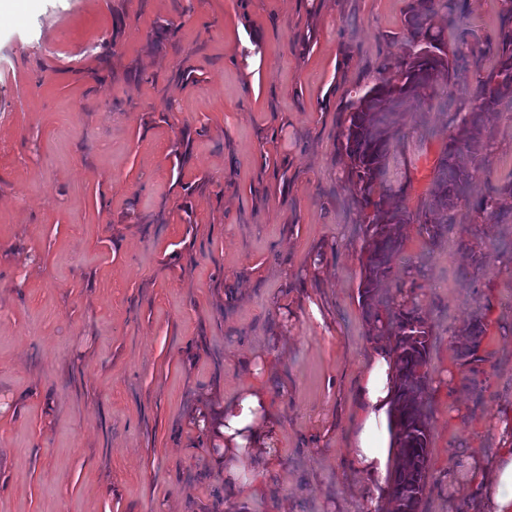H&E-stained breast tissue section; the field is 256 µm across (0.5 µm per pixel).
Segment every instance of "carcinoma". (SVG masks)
<instances>
[{
  "label": "carcinoma",
  "instance_id": "carcinoma-1",
  "mask_svg": "<svg viewBox=\"0 0 512 512\" xmlns=\"http://www.w3.org/2000/svg\"><path fill=\"white\" fill-rule=\"evenodd\" d=\"M439 2L416 0L407 16L410 40L398 65L397 80L380 81L367 89L355 90V96L343 108L348 113L342 148L350 160L349 180L362 207L377 208L365 229L369 243L361 295L373 334L392 336L395 341L398 454L391 487L393 512L405 508L419 512L427 486L430 435L423 395L429 387V378L423 368L431 336L413 299L403 294L398 300L383 299L382 291L392 276L400 248L393 229L417 222L432 241L448 231V226L453 224L450 212L461 201L468 200L471 180L483 161V114L496 111L504 99H512V0H503L506 20L500 32L497 64L486 79L479 81L476 105L461 117L458 136L448 142L436 161L430 199L412 212L404 203L406 187L403 186L396 193V205L378 210L373 194L394 146L395 117L409 109H423L426 92L433 87L438 73L443 71L448 79H456L470 66L466 57L450 54L444 29L433 22ZM508 198L512 199V180L485 196L478 204V212L507 224L512 221V209H503L500 200ZM483 332V316L475 313L463 332L467 336L463 356L478 360L476 353Z\"/></svg>",
  "mask_w": 512,
  "mask_h": 512
}]
</instances>
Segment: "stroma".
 I'll return each instance as SVG.
<instances>
[{"label": "stroma", "mask_w": 512, "mask_h": 512, "mask_svg": "<svg viewBox=\"0 0 512 512\" xmlns=\"http://www.w3.org/2000/svg\"><path fill=\"white\" fill-rule=\"evenodd\" d=\"M414 3L34 0L0 23V512H365L346 450L375 338L343 107L395 77ZM435 22L480 65L398 117L382 181L413 211L497 62L502 2ZM484 126L469 203L437 243L402 226L387 287L432 328L420 512H464L463 464L512 414V226L472 207L512 179V108ZM264 356L279 467L256 499L258 458L229 493L201 420ZM484 332L483 316L480 313L473 314L470 323L464 330L462 336L467 337V344H464L462 355L470 358V362L479 361L476 357L477 349L479 347V339Z\"/></svg>", "instance_id": "stroma-1"}]
</instances>
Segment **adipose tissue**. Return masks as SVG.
Instances as JSON below:
<instances>
[{"label": "adipose tissue", "instance_id": "ef3b65f1", "mask_svg": "<svg viewBox=\"0 0 512 512\" xmlns=\"http://www.w3.org/2000/svg\"><path fill=\"white\" fill-rule=\"evenodd\" d=\"M271 360L263 359L253 377L234 400L224 403L222 415L212 422L213 434L223 442L224 480L235 485L248 456H259L263 473L250 485L252 494L264 490L263 474L278 467L274 436L278 413L265 383ZM396 388L395 355L392 342L381 339L369 352L358 389L360 408L357 431L348 457L359 476L373 484L374 495H387L395 463L389 413ZM501 448L490 459H469L470 476L458 488L460 496L477 493L480 512H512V421L500 424Z\"/></svg>", "mask_w": 512, "mask_h": 512}]
</instances>
